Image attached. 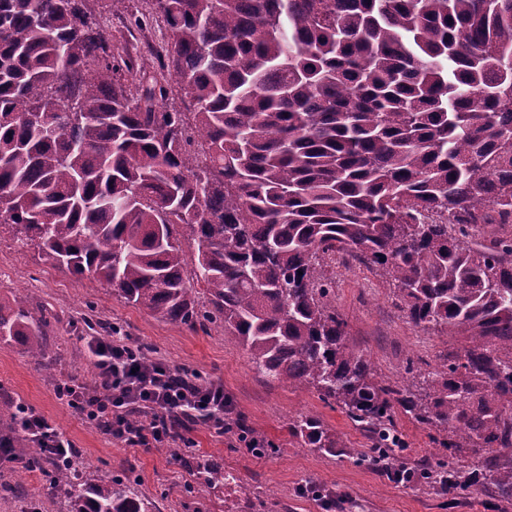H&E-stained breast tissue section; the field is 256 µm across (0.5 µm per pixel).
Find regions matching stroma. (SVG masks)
<instances>
[{"mask_svg":"<svg viewBox=\"0 0 512 512\" xmlns=\"http://www.w3.org/2000/svg\"><path fill=\"white\" fill-rule=\"evenodd\" d=\"M101 23L106 37L134 63L156 64L155 53L163 43L158 27L137 28L126 10L104 11ZM333 278L332 302L348 323L347 340L383 383L420 387L424 373L457 349V341L416 327L395 289L374 272L351 261L335 266ZM23 294L48 310L47 340L59 358L50 366H38L19 341L0 340V395L42 414L74 443L89 473L135 471L154 512H181L182 495L192 481L183 463L162 447L147 451L113 442L55 395L58 379L74 375L85 380L93 374L89 338L80 332L86 319L118 325L130 342L149 344L155 356L172 366L222 383L235 415L255 437L274 444L275 453L258 457L236 436L191 425L197 454L211 457L236 478L234 484L206 494L200 512H247L250 502L258 505V512H512L511 501L483 490L452 495L415 479L394 481L371 461L367 434L314 389L296 390L267 378L235 338L196 332L129 304L116 291L54 266L17 242L14 226L0 224V303ZM301 415L319 418L336 436L340 447L335 454L313 452L289 433L290 420ZM395 422L406 442L407 469L430 462L435 431L400 410ZM4 480L31 496L0 497V512H32L36 501L42 512H59L64 505V495L49 480L28 473L17 461L0 460V482ZM310 485L315 488L311 494L306 491Z\"/></svg>","mask_w":512,"mask_h":512,"instance_id":"35a3bbf8","label":"stroma"}]
</instances>
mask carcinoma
I'll return each instance as SVG.
<instances>
[{
  "mask_svg": "<svg viewBox=\"0 0 512 512\" xmlns=\"http://www.w3.org/2000/svg\"><path fill=\"white\" fill-rule=\"evenodd\" d=\"M141 2L172 81L115 56L88 0H0V224L313 387L371 434L374 462L405 450L398 405L448 450L414 475L512 501V0ZM482 224L505 232L485 241ZM341 255L415 325L463 341L421 390L382 383L347 344L330 300ZM48 326L24 295L0 304V337L34 360L57 358ZM22 410L0 404V449L51 470L66 512H151L135 481L46 457ZM288 428L338 448L317 418ZM196 471L194 497L235 481Z\"/></svg>",
  "mask_w": 512,
  "mask_h": 512,
  "instance_id": "1",
  "label": "carcinoma"
}]
</instances>
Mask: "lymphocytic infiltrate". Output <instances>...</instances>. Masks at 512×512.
Instances as JSON below:
<instances>
[{"label": "lymphocytic infiltrate", "instance_id": "lymphocytic-infiltrate-1", "mask_svg": "<svg viewBox=\"0 0 512 512\" xmlns=\"http://www.w3.org/2000/svg\"><path fill=\"white\" fill-rule=\"evenodd\" d=\"M95 363V377L84 381L75 376L59 379L58 398L95 424L110 439L130 447H191L192 442L172 425L178 417L192 413L217 434L230 432L231 401L220 383L203 386L186 381L173 385L176 374L166 362L141 365L125 337L114 335L88 343ZM147 414L138 428L128 423L132 408Z\"/></svg>", "mask_w": 512, "mask_h": 512}]
</instances>
